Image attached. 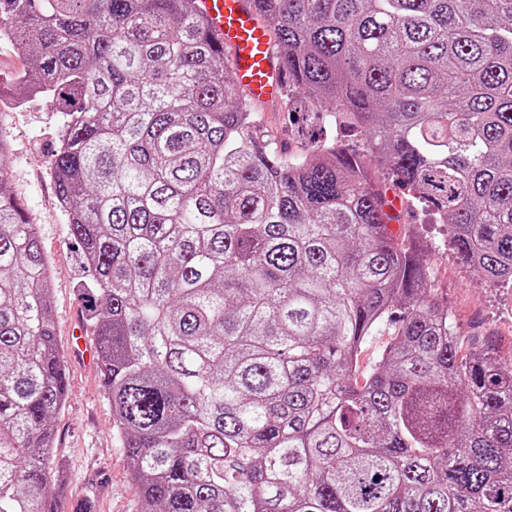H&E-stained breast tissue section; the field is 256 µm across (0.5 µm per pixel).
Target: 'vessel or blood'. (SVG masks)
<instances>
[{"label":"vessel or blood","instance_id":"1","mask_svg":"<svg viewBox=\"0 0 512 512\" xmlns=\"http://www.w3.org/2000/svg\"><path fill=\"white\" fill-rule=\"evenodd\" d=\"M195 8L217 46L228 54L237 84L253 100L276 99L286 75L254 0H195Z\"/></svg>","mask_w":512,"mask_h":512}]
</instances>
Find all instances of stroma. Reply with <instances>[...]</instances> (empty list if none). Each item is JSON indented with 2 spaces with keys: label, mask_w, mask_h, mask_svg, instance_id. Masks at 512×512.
<instances>
[{
  "label": "stroma",
  "mask_w": 512,
  "mask_h": 512,
  "mask_svg": "<svg viewBox=\"0 0 512 512\" xmlns=\"http://www.w3.org/2000/svg\"><path fill=\"white\" fill-rule=\"evenodd\" d=\"M62 113L40 102L0 103V125L12 145L10 184L35 222L42 226V250L52 270L53 319L67 349L68 399L57 415L54 451L71 470L60 498L62 512H135L136 493L112 429V408L101 386L96 358L69 344L83 328L87 310L78 292L86 276L77 243L70 238L51 174V159ZM404 233L422 242L433 295L446 302L463 335L490 337L502 362H512V287L489 286L475 269L460 264L448 227L428 223L419 207L409 206Z\"/></svg>",
  "instance_id": "obj_1"
}]
</instances>
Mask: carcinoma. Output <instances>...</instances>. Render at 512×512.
<instances>
[{
  "label": "carcinoma",
  "instance_id": "cac0c4a2",
  "mask_svg": "<svg viewBox=\"0 0 512 512\" xmlns=\"http://www.w3.org/2000/svg\"><path fill=\"white\" fill-rule=\"evenodd\" d=\"M195 0H0V95L66 122L51 171L94 297L138 512H512V363L464 348L391 188L512 285V0H255L272 147ZM0 128V512H59L48 262ZM388 336L365 373L359 357ZM26 66L25 60L8 42H0V77L11 76ZM277 104L278 102L272 106L261 105L265 109L262 113L266 128L271 134L274 135L275 143H277L278 146H280L281 143H284L287 147L289 146L290 149L300 146V143L296 138L288 139V137L285 136L284 132L281 130L283 112H279V106L277 109L273 110Z\"/></svg>",
  "mask_w": 512,
  "mask_h": 512
}]
</instances>
